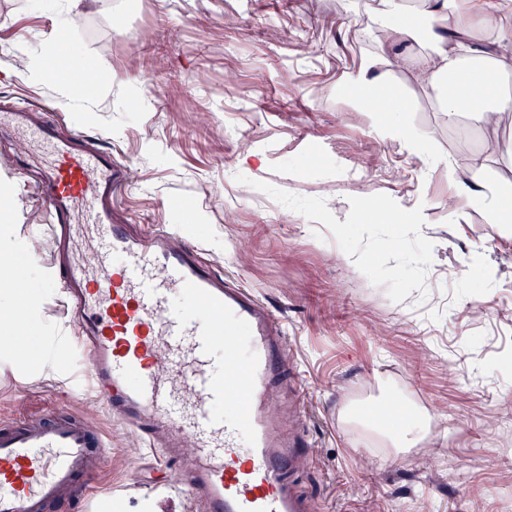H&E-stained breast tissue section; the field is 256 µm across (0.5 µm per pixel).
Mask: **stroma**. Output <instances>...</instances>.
<instances>
[{
    "mask_svg": "<svg viewBox=\"0 0 512 512\" xmlns=\"http://www.w3.org/2000/svg\"><path fill=\"white\" fill-rule=\"evenodd\" d=\"M66 3L0 0V51L17 62L0 71V96L47 102L66 128L103 140L130 174L116 222L134 235L182 225L214 274L282 320L305 385L310 463L296 481L317 512H512V364L491 353L512 336V236L454 189L468 156L484 152L490 162L473 178L512 193V127L488 140L388 71L404 92L405 139H435L423 160L381 137L339 90L364 61L388 70L391 47L357 39L374 0H82L78 27L66 24ZM59 32L62 66L102 70L68 107L24 66ZM33 153L0 133V227L23 279L51 256L45 211L15 167ZM247 154L257 162L240 167ZM371 202L399 223L363 221ZM42 350L35 337L32 364L0 355V424L53 409L81 415L112 441L92 463L100 505L197 512L184 491L146 501L142 485L159 472L139 438L90 390L72 391ZM381 382L429 418L410 451L383 446L350 414L375 404Z\"/></svg>",
    "mask_w": 512,
    "mask_h": 512,
    "instance_id": "obj_1",
    "label": "stroma"
}]
</instances>
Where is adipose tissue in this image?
I'll return each mask as SVG.
<instances>
[{
  "mask_svg": "<svg viewBox=\"0 0 512 512\" xmlns=\"http://www.w3.org/2000/svg\"><path fill=\"white\" fill-rule=\"evenodd\" d=\"M494 10L511 15L512 0H419L410 15L399 0H378L364 20L394 47L388 61L391 69L407 72L414 83L434 90L439 111L452 120L471 117L492 140L512 116V96L501 90L503 77L512 73V46L491 35ZM419 34L429 41L430 50L416 58L403 53V45ZM341 87L359 93L366 110L378 116L384 137H400L397 116L404 103L372 61L347 73ZM460 187L476 205L489 209L502 228L512 227L511 196L475 180L461 181ZM37 303L28 288L1 289L0 334L14 333L19 315L34 317Z\"/></svg>",
  "mask_w": 512,
  "mask_h": 512,
  "instance_id": "1",
  "label": "adipose tissue"
}]
</instances>
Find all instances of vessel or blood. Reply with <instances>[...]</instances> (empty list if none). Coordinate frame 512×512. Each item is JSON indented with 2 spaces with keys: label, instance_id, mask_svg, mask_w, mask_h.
<instances>
[{
  "label": "vessel or blood",
  "instance_id": "b4317fda",
  "mask_svg": "<svg viewBox=\"0 0 512 512\" xmlns=\"http://www.w3.org/2000/svg\"><path fill=\"white\" fill-rule=\"evenodd\" d=\"M47 109L0 100V129L36 149L33 189L58 244L45 285L67 292L92 389L162 471L147 497L184 486L200 512H314L292 477L309 442L291 427L303 387L284 363V324L181 232L138 237L116 223L127 170L83 132L62 134ZM111 447L72 413L1 424L0 512L86 498L90 462Z\"/></svg>",
  "mask_w": 512,
  "mask_h": 512
}]
</instances>
